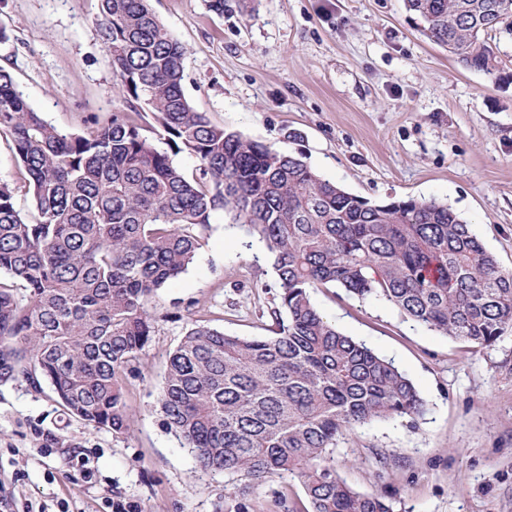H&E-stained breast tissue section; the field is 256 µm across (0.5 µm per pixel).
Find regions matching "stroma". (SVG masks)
<instances>
[{"label":"stroma","mask_w":512,"mask_h":512,"mask_svg":"<svg viewBox=\"0 0 512 512\" xmlns=\"http://www.w3.org/2000/svg\"><path fill=\"white\" fill-rule=\"evenodd\" d=\"M150 0L184 44L183 87L212 123L303 155L322 177L373 202L435 198L512 269V31L492 32L500 69L462 68L418 29L404 0ZM99 0H0V68L58 128L83 133L127 111L96 18ZM280 288L266 246L211 216L209 244L153 300L160 318L124 377L131 427L61 415L50 391L0 385V512H307L298 479L261 482L201 469L156 407L190 316L268 336ZM344 334L392 360L423 416L344 431L332 457L356 491L393 512H512V329L483 348L431 330L385 300L313 294ZM63 434L47 447L46 434ZM88 454L85 481L69 464Z\"/></svg>","instance_id":"stroma-1"}]
</instances>
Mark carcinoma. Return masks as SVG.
<instances>
[{"mask_svg":"<svg viewBox=\"0 0 512 512\" xmlns=\"http://www.w3.org/2000/svg\"><path fill=\"white\" fill-rule=\"evenodd\" d=\"M421 32L465 69L492 74L488 36L512 0H404ZM120 97L85 135L30 107L0 68V136L23 168L0 184V383L47 386L63 414L129 428L122 378L151 341L148 303L208 246L219 209L266 243L280 288L274 335L191 320L158 405L204 470L296 476L309 512H391L350 488L330 450L347 429L420 416L411 380L314 306L318 288L381 298L432 330L482 347L512 328V271L445 202L372 203L301 155L210 122L183 88L187 48L149 0H100L96 20ZM164 135L169 150L154 136ZM198 162L188 173L170 152ZM30 195L22 212L15 194Z\"/></svg>","mask_w":512,"mask_h":512,"instance_id":"1","label":"carcinoma"}]
</instances>
